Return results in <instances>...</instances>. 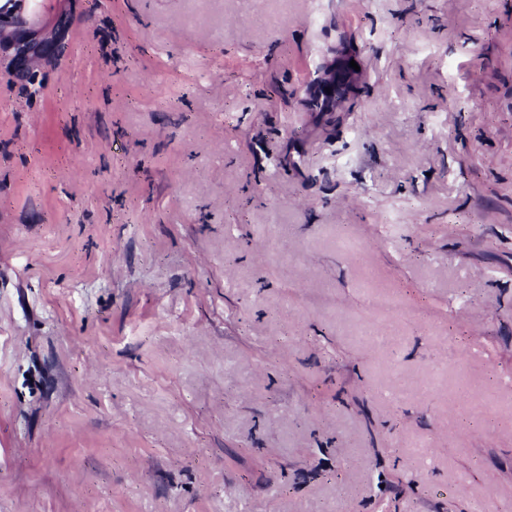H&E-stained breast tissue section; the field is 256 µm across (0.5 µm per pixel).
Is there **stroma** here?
Masks as SVG:
<instances>
[{
	"label": "stroma",
	"mask_w": 512,
	"mask_h": 512,
	"mask_svg": "<svg viewBox=\"0 0 512 512\" xmlns=\"http://www.w3.org/2000/svg\"><path fill=\"white\" fill-rule=\"evenodd\" d=\"M42 10L41 93L0 68V512H512V0ZM355 75L353 68L349 67V63L346 64V61L341 60L340 64L336 67L335 57L326 77L317 83L315 88L318 90L317 94L312 96L311 93L304 92V101L308 109L311 111L316 109V103H320L322 98L327 96L331 99V104L322 112L336 111V105L350 94L355 82ZM326 88H330L331 92L327 93ZM336 97H339L337 104Z\"/></svg>",
	"instance_id": "35a3bbf8"
}]
</instances>
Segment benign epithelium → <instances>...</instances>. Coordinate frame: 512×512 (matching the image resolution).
Segmentation results:
<instances>
[{"mask_svg":"<svg viewBox=\"0 0 512 512\" xmlns=\"http://www.w3.org/2000/svg\"><path fill=\"white\" fill-rule=\"evenodd\" d=\"M22 0H9V5L0 7V63L7 64L10 72L32 79L37 69L59 60L65 53V36L71 26V17L62 12L52 24L43 25L26 18L20 7ZM355 82V72L346 62L331 65L326 77L316 86L317 94L304 92V101L309 110L327 96L331 104L326 111H336V99L350 94ZM331 92H326V89Z\"/></svg>","mask_w":512,"mask_h":512,"instance_id":"7a95c632","label":"benign epithelium"}]
</instances>
